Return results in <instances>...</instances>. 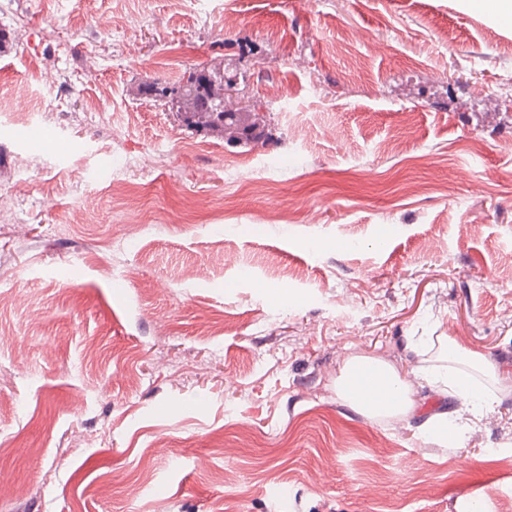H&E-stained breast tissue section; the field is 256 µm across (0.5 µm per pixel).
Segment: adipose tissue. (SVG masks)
I'll use <instances>...</instances> for the list:
<instances>
[{"mask_svg": "<svg viewBox=\"0 0 512 512\" xmlns=\"http://www.w3.org/2000/svg\"><path fill=\"white\" fill-rule=\"evenodd\" d=\"M439 359V365L416 367L411 374L423 376L437 390L459 402V409L443 413L421 431L422 436L444 439L457 432L462 413L477 418L492 408L494 396L479 389L478 381L484 378L496 383L500 375L482 353L462 348L458 340L449 335L439 342ZM408 375L383 359L351 355L346 357L336 379V393L365 417L405 422L415 412Z\"/></svg>", "mask_w": 512, "mask_h": 512, "instance_id": "ef3b65f1", "label": "adipose tissue"}]
</instances>
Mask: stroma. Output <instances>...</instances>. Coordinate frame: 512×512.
Returning <instances> with one entry per match:
<instances>
[{
	"label": "stroma",
	"instance_id": "1",
	"mask_svg": "<svg viewBox=\"0 0 512 512\" xmlns=\"http://www.w3.org/2000/svg\"><path fill=\"white\" fill-rule=\"evenodd\" d=\"M480 2L0 0V512H505L512 17ZM218 63L263 141L136 92ZM448 335L509 373L475 429L421 437L456 404L417 378L402 423L337 397Z\"/></svg>",
	"mask_w": 512,
	"mask_h": 512
}]
</instances>
